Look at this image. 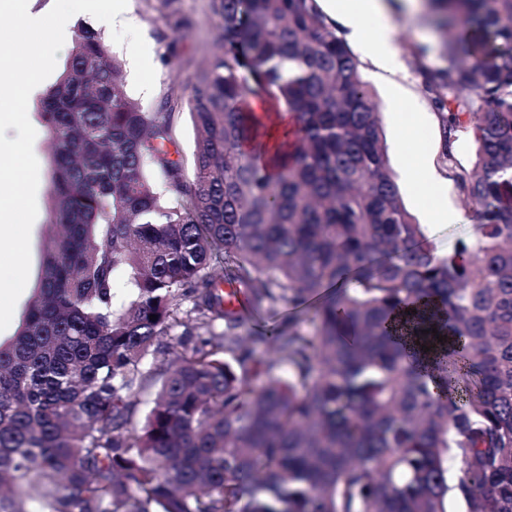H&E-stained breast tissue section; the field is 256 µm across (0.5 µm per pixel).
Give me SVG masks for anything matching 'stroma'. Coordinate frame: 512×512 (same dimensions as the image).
<instances>
[{"label": "stroma", "instance_id": "35a3bbf8", "mask_svg": "<svg viewBox=\"0 0 512 512\" xmlns=\"http://www.w3.org/2000/svg\"><path fill=\"white\" fill-rule=\"evenodd\" d=\"M389 2L394 21L393 38L403 70L394 76L365 59L360 60L359 70L363 80L374 91L391 166H398L405 157L426 161L438 179V188L428 199L429 206L445 205L464 216L460 223L434 227V239L441 252L448 255L453 253L458 241L474 237L475 220L439 162L441 127L416 72V59L412 54L414 46H429L427 64L441 66V39L428 9L411 13L404 0ZM124 18L141 30L156 71L151 93L138 92L130 84L125 87L131 98L146 106L158 103L171 91L182 90L201 67L208 45L218 35L217 23L210 17L209 0H128ZM394 81L400 83L403 96L410 100V110L397 111L389 89ZM35 130L33 149L39 162V185L38 215L30 234L32 244L27 286L31 289L36 288L39 280L42 247L49 231L50 200L48 136L43 124H36Z\"/></svg>", "mask_w": 512, "mask_h": 512}]
</instances>
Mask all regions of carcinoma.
<instances>
[{"mask_svg": "<svg viewBox=\"0 0 512 512\" xmlns=\"http://www.w3.org/2000/svg\"><path fill=\"white\" fill-rule=\"evenodd\" d=\"M209 5L219 34L185 97L145 110L81 25L41 101L53 203L40 286L0 345V512H448L453 464L466 512H512V0H431L445 65L414 51L476 220L444 257L319 0ZM249 98L295 117L274 175L247 149L271 126ZM181 100L190 183L169 150ZM286 302L310 328L245 330ZM148 356L163 378L140 422Z\"/></svg>", "mask_w": 512, "mask_h": 512, "instance_id": "1", "label": "carcinoma"}]
</instances>
